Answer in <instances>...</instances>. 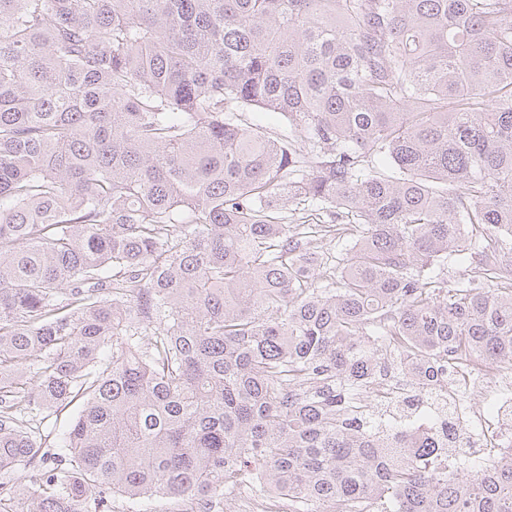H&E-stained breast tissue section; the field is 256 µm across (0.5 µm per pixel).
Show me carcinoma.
<instances>
[{
	"mask_svg": "<svg viewBox=\"0 0 512 512\" xmlns=\"http://www.w3.org/2000/svg\"><path fill=\"white\" fill-rule=\"evenodd\" d=\"M501 264L512 0H0V512H512V459L366 403L512 366ZM110 511L112 512H181L184 507L181 501L173 499H164L156 501H144L141 503H132L126 497L115 495L112 497Z\"/></svg>",
	"mask_w": 512,
	"mask_h": 512,
	"instance_id": "carcinoma-1",
	"label": "carcinoma"
}]
</instances>
